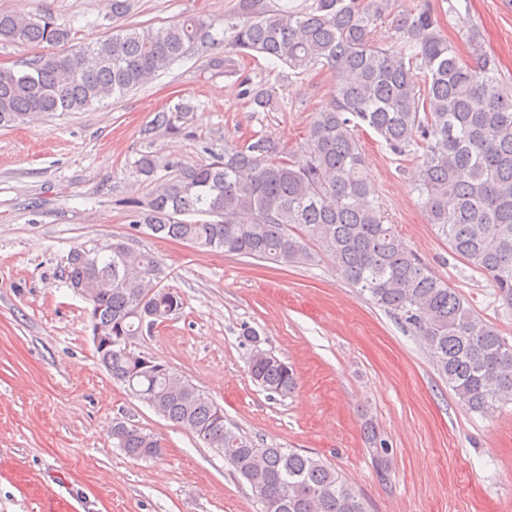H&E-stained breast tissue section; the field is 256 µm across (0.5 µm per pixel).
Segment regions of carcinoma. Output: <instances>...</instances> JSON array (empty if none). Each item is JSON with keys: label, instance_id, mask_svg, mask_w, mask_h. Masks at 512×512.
<instances>
[{"label": "carcinoma", "instance_id": "carcinoma-1", "mask_svg": "<svg viewBox=\"0 0 512 512\" xmlns=\"http://www.w3.org/2000/svg\"><path fill=\"white\" fill-rule=\"evenodd\" d=\"M389 7L390 0H312L300 9L239 0L222 20L230 34L222 57L207 55L216 21L203 14L160 28L118 26L104 39L76 43L72 28L50 14L0 12V42L69 44L35 57L24 71L0 66V128L122 97L195 54L226 76L237 73L235 57L253 53L282 62L294 76L327 67L335 89L308 127L304 160L267 134L226 144L221 153L206 147L207 158L194 165L162 163L140 150L133 169L152 189L125 201L130 224L196 250L278 265L328 258L349 284L423 338L459 402L493 413L512 404V344L384 223L359 132L371 129L394 155H418L415 184L428 223L511 306L512 89L502 84L479 32L470 34L472 61L464 62L428 7L400 15L395 40L379 39L377 21ZM242 85L253 111L271 108L275 88ZM190 110L181 102L156 112L144 140L157 132L187 134ZM161 169L167 176H157ZM63 275L88 295L91 335L112 339L96 350L100 365L139 401L218 449L261 512H368L355 487L320 457L257 444L227 427L224 409L167 363L121 345L182 308L178 293L159 289L167 272L157 255L114 235L74 246ZM257 339V331L243 329L251 378L271 394L292 393L293 370ZM112 439L136 460L163 453L161 440L134 425L115 423ZM368 441L384 477L387 443L372 425Z\"/></svg>", "mask_w": 512, "mask_h": 512}]
</instances>
